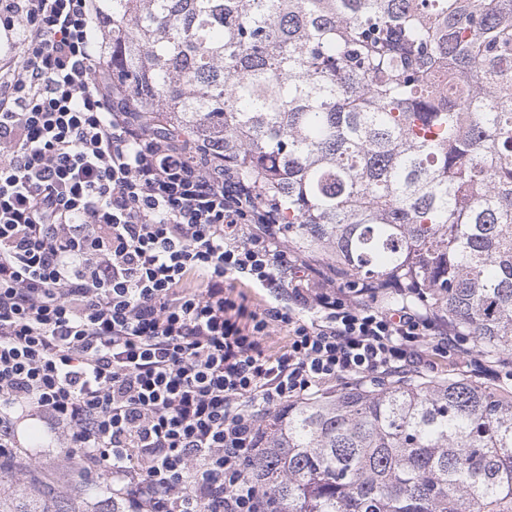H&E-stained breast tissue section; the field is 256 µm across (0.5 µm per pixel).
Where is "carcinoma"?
I'll return each instance as SVG.
<instances>
[{"mask_svg":"<svg viewBox=\"0 0 512 512\" xmlns=\"http://www.w3.org/2000/svg\"><path fill=\"white\" fill-rule=\"evenodd\" d=\"M148 128L274 207L288 249L512 354V0H100ZM454 79L435 85L443 67ZM263 512H512V394L394 378L288 403ZM128 512L0 453V512Z\"/></svg>","mask_w":512,"mask_h":512,"instance_id":"obj_1","label":"carcinoma"}]
</instances>
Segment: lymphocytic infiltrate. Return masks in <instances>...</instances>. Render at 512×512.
Listing matches in <instances>:
<instances>
[{"label": "lymphocytic infiltrate", "instance_id": "1", "mask_svg": "<svg viewBox=\"0 0 512 512\" xmlns=\"http://www.w3.org/2000/svg\"><path fill=\"white\" fill-rule=\"evenodd\" d=\"M0 29V448L36 412L129 512H261L272 408L432 356L502 381L428 311L336 288L240 180L147 128L99 63L96 0H0ZM236 280L288 299L246 309Z\"/></svg>", "mask_w": 512, "mask_h": 512}]
</instances>
